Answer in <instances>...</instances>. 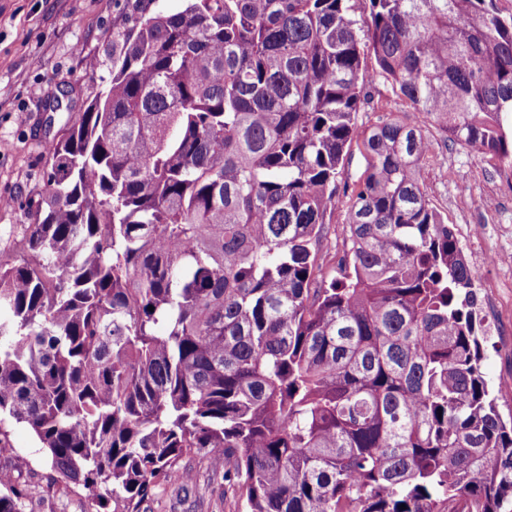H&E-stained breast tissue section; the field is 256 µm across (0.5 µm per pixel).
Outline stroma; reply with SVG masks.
I'll list each match as a JSON object with an SVG mask.
<instances>
[{
	"label": "stroma",
	"instance_id": "35a3bbf8",
	"mask_svg": "<svg viewBox=\"0 0 512 512\" xmlns=\"http://www.w3.org/2000/svg\"><path fill=\"white\" fill-rule=\"evenodd\" d=\"M120 0H0V259L15 256L22 225L32 223L24 203L45 191L46 145L57 131L50 124L53 99L80 108L108 83L112 71V19ZM370 101L356 115L368 128L386 119L412 122L409 103L391 86L376 81ZM426 170V193L452 225L467 260L480 251L496 254V265L477 268L495 306L491 346L484 371L493 385L512 386V187L501 183L490 163L460 147H447L438 130ZM350 201L337 192L328 211V246L317 253L315 276L338 273L335 251L348 240L345 216ZM12 454L0 457V469L14 471L26 484L25 512H88L83 490L58 481L45 451L23 426L9 428ZM191 492L160 490L148 512H245L240 495L225 492L206 463L194 460Z\"/></svg>",
	"mask_w": 512,
	"mask_h": 512
}]
</instances>
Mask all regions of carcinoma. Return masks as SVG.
<instances>
[{
  "mask_svg": "<svg viewBox=\"0 0 512 512\" xmlns=\"http://www.w3.org/2000/svg\"><path fill=\"white\" fill-rule=\"evenodd\" d=\"M497 2L128 3L0 260V453L25 426L89 512L190 490L192 457L247 512H512L476 275L425 187L431 127L512 171ZM378 77L414 123L357 124ZM354 144L349 247L316 286ZM27 496L0 470V512Z\"/></svg>",
  "mask_w": 512,
  "mask_h": 512,
  "instance_id": "carcinoma-1",
  "label": "carcinoma"
}]
</instances>
